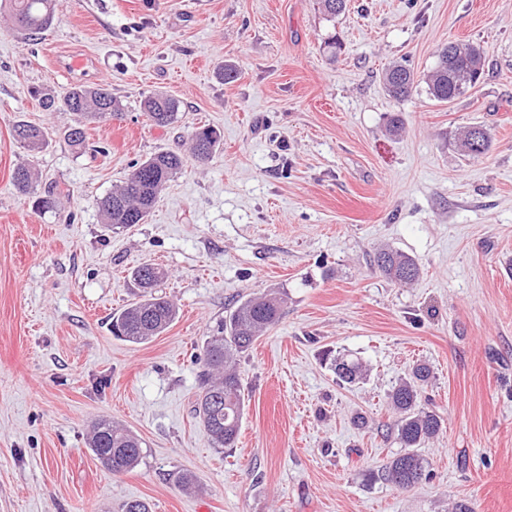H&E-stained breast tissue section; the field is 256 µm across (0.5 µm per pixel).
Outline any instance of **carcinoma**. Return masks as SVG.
I'll return each mask as SVG.
<instances>
[{
	"mask_svg": "<svg viewBox=\"0 0 512 512\" xmlns=\"http://www.w3.org/2000/svg\"><path fill=\"white\" fill-rule=\"evenodd\" d=\"M7 2L18 29L29 35L41 33L54 22L53 0ZM483 67L484 59L476 45L450 41L440 48L437 62L427 74H417L403 61L388 68L384 81L388 92L396 99L409 96L423 82L435 100L449 102L477 83ZM33 95L47 110L59 101L67 110L82 117L109 115L117 118L121 115L119 102L102 86L76 85L59 100L43 89L34 90ZM142 111L152 124L165 127L177 118L178 105L170 95L156 92L145 97ZM13 137L31 152H40L47 146L44 132L24 121L13 126ZM219 140L220 133L211 127L196 129L191 137L192 159L204 163ZM490 145V132L482 125L467 128L459 139L461 152L473 158L486 154ZM185 163L186 159L179 154L158 152L134 165L125 181L100 201L103 223L113 230L144 223L165 184ZM32 179V171L24 166L12 173L14 187L24 195L32 193ZM375 263L380 272L400 286L412 284L419 276L417 265L398 251H379ZM164 276V270L153 264H142L133 270L131 277L141 295L112 317L113 335L141 344L174 323L178 316L176 306L150 291ZM282 307L283 298L275 292L248 297L220 322L216 334L204 341L203 389L195 403V412L215 448L234 446L244 416L242 383L235 368L236 361L251 349L262 331L280 321ZM331 367L341 383L352 384L364 376L362 364L347 356L334 358ZM430 377L428 366L417 365L389 396L391 406L401 414L398 439L403 451L385 465L381 477L397 489H408L430 479L427 463L417 452L422 443L442 431L440 417L421 407V391ZM88 447L102 466L115 475L132 471L140 464L143 454L140 440L107 418L98 419L92 426Z\"/></svg>",
	"mask_w": 512,
	"mask_h": 512,
	"instance_id": "cac0c4a2",
	"label": "carcinoma"
}]
</instances>
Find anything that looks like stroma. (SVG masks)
Returning a JSON list of instances; mask_svg holds the SVG:
<instances>
[{
  "label": "stroma",
  "instance_id": "obj_1",
  "mask_svg": "<svg viewBox=\"0 0 512 512\" xmlns=\"http://www.w3.org/2000/svg\"><path fill=\"white\" fill-rule=\"evenodd\" d=\"M456 40L483 50L474 88L388 94V67L426 74ZM77 84L108 87L122 118L31 94ZM158 91L179 103L165 127L141 110ZM19 120L45 128L42 152L14 139ZM204 125L221 134L210 161L187 162L145 223L108 231L99 201ZM471 125L492 137L477 158L457 148ZM20 166L34 196L12 185ZM383 249L416 263L412 285L379 273ZM510 255L512 0H348L333 19L316 0H56L35 37L0 9V512H512ZM145 262L179 317L137 345L111 322ZM265 292L283 314L237 364L245 415L219 450L194 412L202 345ZM341 355L362 380H337ZM419 363L444 429L420 450L432 480L404 491L380 477L400 450L389 393ZM102 417L140 438L133 471L93 457ZM332 370L339 382L352 384L364 376L362 364L348 356H338L331 363Z\"/></svg>",
  "mask_w": 512,
  "mask_h": 512
}]
</instances>
